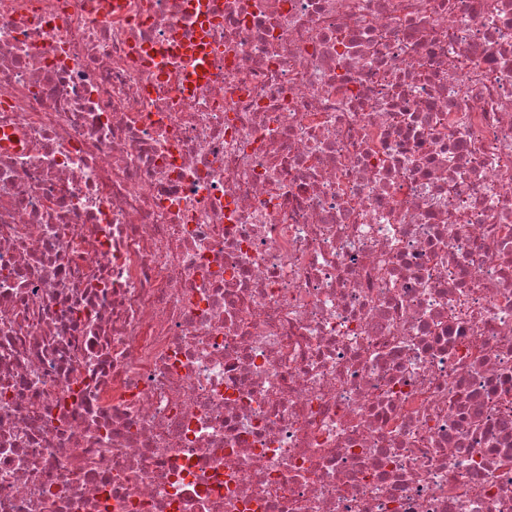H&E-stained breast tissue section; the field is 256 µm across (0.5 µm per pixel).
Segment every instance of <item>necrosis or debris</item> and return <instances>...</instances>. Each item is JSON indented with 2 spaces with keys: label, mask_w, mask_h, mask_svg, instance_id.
<instances>
[{
  "label": "necrosis or debris",
  "mask_w": 512,
  "mask_h": 512,
  "mask_svg": "<svg viewBox=\"0 0 512 512\" xmlns=\"http://www.w3.org/2000/svg\"><path fill=\"white\" fill-rule=\"evenodd\" d=\"M0 512H512V0H0Z\"/></svg>",
  "instance_id": "4bbe7bcc"
}]
</instances>
